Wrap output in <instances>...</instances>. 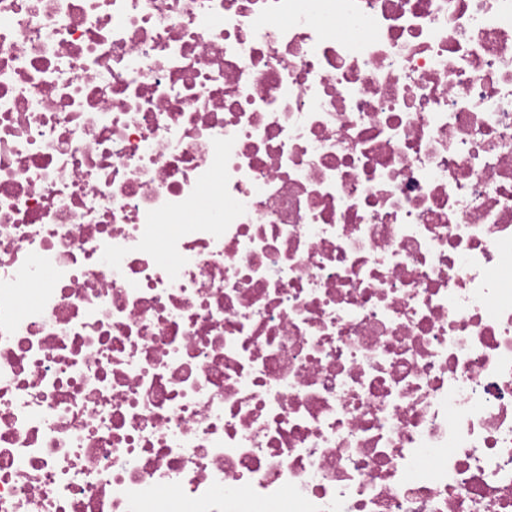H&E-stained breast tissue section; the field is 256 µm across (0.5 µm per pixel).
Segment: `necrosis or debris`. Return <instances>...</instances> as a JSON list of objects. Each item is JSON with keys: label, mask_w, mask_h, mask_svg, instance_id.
<instances>
[{"label": "necrosis or debris", "mask_w": 512, "mask_h": 512, "mask_svg": "<svg viewBox=\"0 0 512 512\" xmlns=\"http://www.w3.org/2000/svg\"><path fill=\"white\" fill-rule=\"evenodd\" d=\"M0 512H512V0H0Z\"/></svg>", "instance_id": "obj_1"}]
</instances>
